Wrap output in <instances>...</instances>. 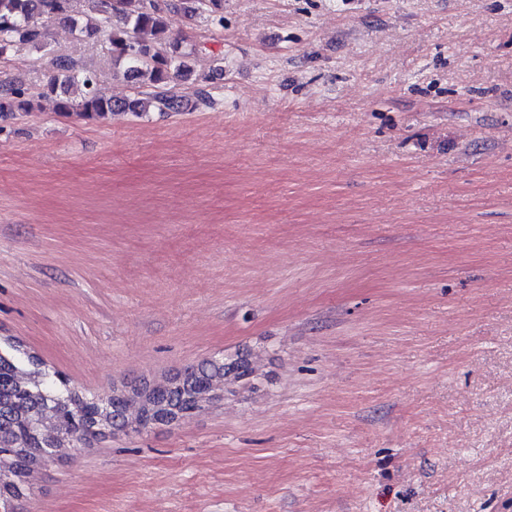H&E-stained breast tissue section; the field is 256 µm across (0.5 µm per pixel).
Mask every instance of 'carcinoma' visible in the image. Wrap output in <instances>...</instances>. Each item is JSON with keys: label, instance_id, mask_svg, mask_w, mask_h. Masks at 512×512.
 Wrapping results in <instances>:
<instances>
[{"label": "carcinoma", "instance_id": "obj_1", "mask_svg": "<svg viewBox=\"0 0 512 512\" xmlns=\"http://www.w3.org/2000/svg\"><path fill=\"white\" fill-rule=\"evenodd\" d=\"M72 0H0V58L15 45L47 48L46 22L68 25L88 38L102 36L112 61L128 64L127 72L153 92L134 99H115L98 84L86 66L63 55L52 58L53 73L37 90L22 82L0 80V117L15 112H31L42 99L53 101L56 111L84 120H104L116 111L178 112L188 106L176 91L174 81L185 78L184 62L168 51L170 35L166 16L182 11L194 16L203 11L217 15L222 0H196L189 9L176 0H89L90 15L79 20L72 15ZM35 358L0 352V433L9 442L0 445V472L12 481L0 484V499L13 500L27 487L32 470L49 461L56 448L67 443L75 448L89 445L96 430L99 399L79 394L55 372L25 368ZM243 385L254 382V369L245 357L231 362L212 359L184 368L164 384L153 387L154 404L176 410L184 416L201 409L209 399L213 384L228 374ZM116 411L125 421L116 429L134 423L132 430L146 429L149 422L141 414L142 405L129 395L118 397Z\"/></svg>", "mask_w": 512, "mask_h": 512}]
</instances>
